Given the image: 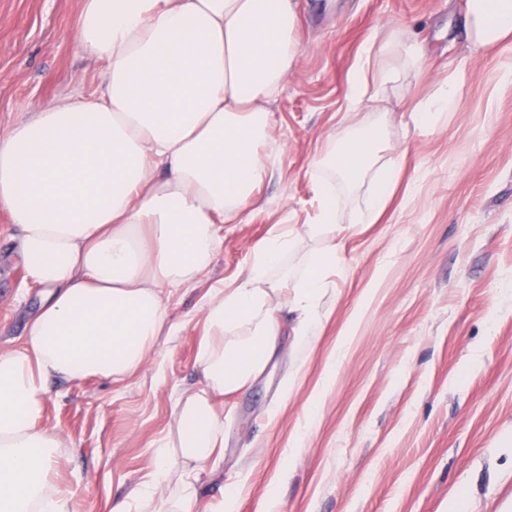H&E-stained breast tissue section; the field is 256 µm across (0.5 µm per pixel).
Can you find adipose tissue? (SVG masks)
Instances as JSON below:
<instances>
[{
  "instance_id": "1",
  "label": "adipose tissue",
  "mask_w": 512,
  "mask_h": 512,
  "mask_svg": "<svg viewBox=\"0 0 512 512\" xmlns=\"http://www.w3.org/2000/svg\"><path fill=\"white\" fill-rule=\"evenodd\" d=\"M467 20L475 48L496 47L512 39V0H467ZM76 47L103 63L99 91L0 134V211L19 230L27 277L45 289L22 348L0 353V512H68L51 472L62 441L42 424L49 381L127 377L175 335L164 294L212 268L220 224L267 178L266 104L299 60L293 0H83ZM381 151L379 138L353 134L332 164L354 180ZM335 208L323 181L308 230L325 245L307 275L270 280L295 248L290 228L210 298L205 385L178 403L163 462L220 456L215 394L264 371L282 311L295 313L300 336L317 321L341 263Z\"/></svg>"
}]
</instances>
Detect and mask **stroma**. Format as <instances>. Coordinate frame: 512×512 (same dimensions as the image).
<instances>
[{
	"mask_svg": "<svg viewBox=\"0 0 512 512\" xmlns=\"http://www.w3.org/2000/svg\"><path fill=\"white\" fill-rule=\"evenodd\" d=\"M300 58L269 105L272 175L224 225L212 272L167 302L177 335L131 377L50 382L44 421L65 441L53 469L70 512H111L159 466L178 396L203 387L204 306L239 279L278 225L301 228L280 269L297 280L321 246L304 233L327 158L353 132L381 134L400 179L375 223L373 177L336 180L341 269L309 336L284 313L281 348L224 396V454L165 496L198 512H512V45L474 50L466 0H295ZM82 0H0V134L100 86L77 51ZM418 39L421 64L349 111L366 49ZM463 73L454 111L415 108ZM323 164H315V157ZM0 212V351L21 347L40 290Z\"/></svg>",
	"mask_w": 512,
	"mask_h": 512,
	"instance_id": "stroma-1",
	"label": "stroma"
}]
</instances>
